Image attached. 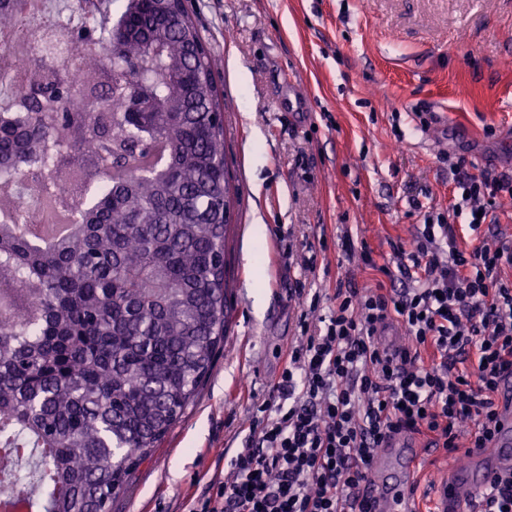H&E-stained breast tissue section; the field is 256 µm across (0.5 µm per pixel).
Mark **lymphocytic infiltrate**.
<instances>
[{
    "label": "lymphocytic infiltrate",
    "mask_w": 512,
    "mask_h": 512,
    "mask_svg": "<svg viewBox=\"0 0 512 512\" xmlns=\"http://www.w3.org/2000/svg\"><path fill=\"white\" fill-rule=\"evenodd\" d=\"M451 169L452 216L466 217L479 245L461 248L448 217L428 211L411 249L394 251L402 288L342 278L322 316L312 294L261 422L192 512H368L353 491L395 436L449 454L493 438L498 381L512 376V280L501 276L512 236L482 226L493 202L512 198V176L472 173L462 158ZM391 322L407 336L393 352L379 339Z\"/></svg>",
    "instance_id": "f902f5d3"
}]
</instances>
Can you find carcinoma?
<instances>
[{
	"mask_svg": "<svg viewBox=\"0 0 512 512\" xmlns=\"http://www.w3.org/2000/svg\"><path fill=\"white\" fill-rule=\"evenodd\" d=\"M23 2L0 0L5 45ZM64 24L77 57L0 73V473L30 461L26 512H110L224 349L236 188L184 0H78ZM57 179L72 230L45 244L18 199Z\"/></svg>",
	"mask_w": 512,
	"mask_h": 512,
	"instance_id": "carcinoma-1",
	"label": "carcinoma"
}]
</instances>
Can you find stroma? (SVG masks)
Instances as JSON below:
<instances>
[{
  "label": "stroma",
  "instance_id": "stroma-1",
  "mask_svg": "<svg viewBox=\"0 0 512 512\" xmlns=\"http://www.w3.org/2000/svg\"><path fill=\"white\" fill-rule=\"evenodd\" d=\"M218 61L238 190L227 346L111 512H192L245 447L300 334V289L327 313L338 277L387 288L422 210L451 214L449 157L512 174V0H190ZM305 111L282 109L289 84ZM378 263L343 264L344 232Z\"/></svg>",
  "mask_w": 512,
  "mask_h": 512
}]
</instances>
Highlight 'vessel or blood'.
Here are the masks:
<instances>
[{
  "label": "vessel or blood",
  "instance_id": "1",
  "mask_svg": "<svg viewBox=\"0 0 512 512\" xmlns=\"http://www.w3.org/2000/svg\"><path fill=\"white\" fill-rule=\"evenodd\" d=\"M498 419L490 446L478 451L472 465L449 471L447 482L431 490L432 512H481L480 492L494 475L512 471V377L500 385ZM419 463L418 450L400 437L376 455L374 475L361 491L373 512H416L408 491Z\"/></svg>",
  "mask_w": 512,
  "mask_h": 512
}]
</instances>
